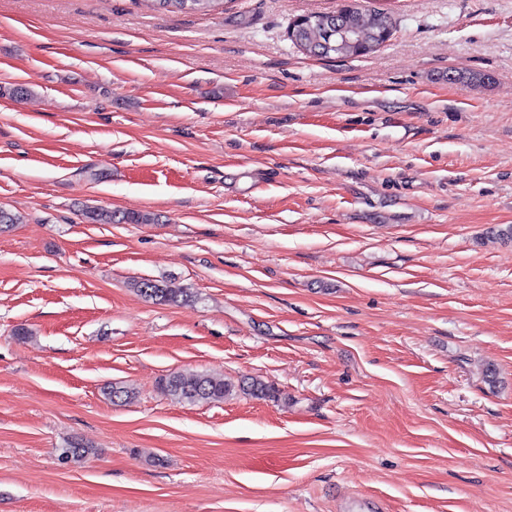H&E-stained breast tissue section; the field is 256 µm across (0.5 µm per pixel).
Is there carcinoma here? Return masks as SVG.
Instances as JSON below:
<instances>
[{
	"label": "carcinoma",
	"mask_w": 512,
	"mask_h": 512,
	"mask_svg": "<svg viewBox=\"0 0 512 512\" xmlns=\"http://www.w3.org/2000/svg\"><path fill=\"white\" fill-rule=\"evenodd\" d=\"M145 5L167 12L209 11L224 5V0H140ZM390 17L383 12L361 4H343L331 13L309 16L303 24L288 31V38L300 51L320 58L366 56L382 45L391 34ZM91 223L110 224L114 221L127 224H151L155 218L146 213L128 212L116 216L96 207L83 211ZM138 295L160 305H177L192 301L193 292L188 288H174L165 281L142 278L131 283ZM160 389L169 396L190 403L220 402L227 396L240 393L255 399L276 398L273 384L252 378L235 386L220 377L200 373L185 376L170 373L160 380ZM114 403L133 401V389L118 382L103 388ZM93 453V449L80 440H72L61 449L58 460L62 464L79 463Z\"/></svg>",
	"instance_id": "1"
}]
</instances>
